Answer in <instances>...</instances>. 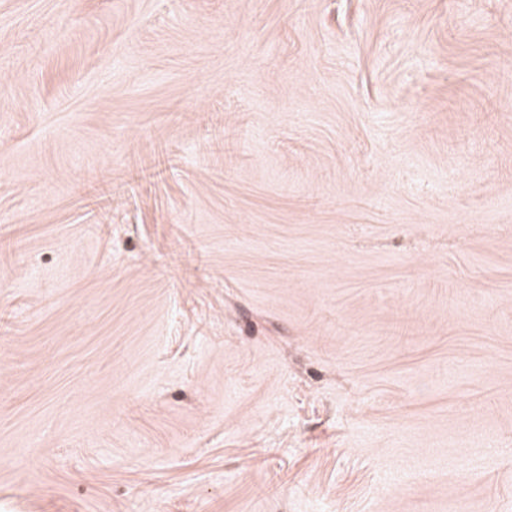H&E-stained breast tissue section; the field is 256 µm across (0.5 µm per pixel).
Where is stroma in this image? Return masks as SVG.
<instances>
[{"label": "stroma", "instance_id": "obj_1", "mask_svg": "<svg viewBox=\"0 0 512 512\" xmlns=\"http://www.w3.org/2000/svg\"><path fill=\"white\" fill-rule=\"evenodd\" d=\"M0 512H512V0H0Z\"/></svg>", "mask_w": 512, "mask_h": 512}]
</instances>
